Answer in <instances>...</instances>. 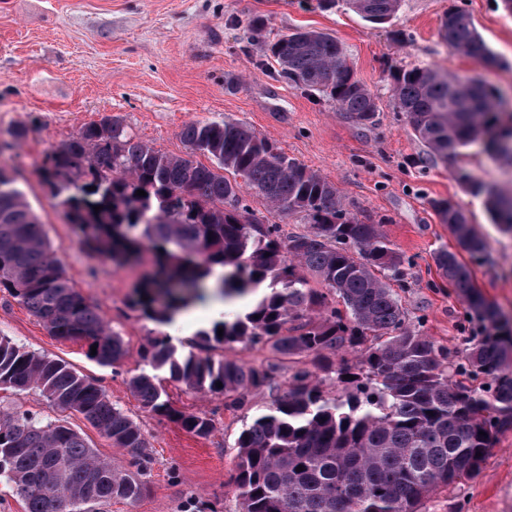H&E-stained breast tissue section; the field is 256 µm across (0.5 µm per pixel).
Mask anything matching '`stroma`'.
Returning a JSON list of instances; mask_svg holds the SVG:
<instances>
[{"instance_id": "1", "label": "stroma", "mask_w": 512, "mask_h": 512, "mask_svg": "<svg viewBox=\"0 0 512 512\" xmlns=\"http://www.w3.org/2000/svg\"><path fill=\"white\" fill-rule=\"evenodd\" d=\"M452 6L471 16L497 64L460 56L442 42L440 19ZM256 19L263 23L257 41L250 33ZM295 28L339 41L377 98L373 124L357 125L325 97L279 79L264 45ZM428 66L482 79L500 96L503 111L512 113V15L501 0H401L383 24L365 20L345 0L330 7L322 0H0V141L14 127H27L11 151L17 185L66 275L121 333L128 355L117 365H99L85 346L50 336L27 309L3 296L0 336L96 379L140 424L154 458L144 477L147 490L136 503L115 501L106 512H238L234 441L271 398L255 393L233 415L225 412L223 396L163 379L177 409L213 419L215 429L205 438L141 407L128 381L146 371L139 352L149 339L163 333L180 344L216 318L234 320L243 307L228 302L219 312L203 305L193 318L165 327L143 318L131 299L150 258L118 268L87 251L41 181L45 156L105 115L120 117L141 140L176 155L185 152V123H246L333 183L350 210L381 223L404 258L401 296L411 327L453 359L476 324L434 262L438 249L455 252L459 245L431 202L452 200L485 239L475 279L512 332V233L493 224L483 196L456 177L463 167L475 182L512 190V159L492 160L478 142L447 161L430 156L394 110L387 79L392 67ZM426 510L512 512V431L498 437L479 475L435 495Z\"/></svg>"}]
</instances>
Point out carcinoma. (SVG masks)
<instances>
[{"label": "carcinoma", "instance_id": "cac0c4a2", "mask_svg": "<svg viewBox=\"0 0 512 512\" xmlns=\"http://www.w3.org/2000/svg\"><path fill=\"white\" fill-rule=\"evenodd\" d=\"M346 2L374 23L400 7V0ZM439 35L460 55L495 61L459 9L444 14ZM267 51L289 85L322 94L359 125L374 122L376 98L334 36L297 29ZM389 76L397 110L435 156L454 158L480 141L488 155L512 157V123L481 79L434 67L396 68ZM180 137L183 156L154 148L119 117L106 116L56 146L43 179L89 252L116 267L145 250L153 254L155 274L133 300L144 318L169 325L213 287L224 299L256 295L235 320L198 331L188 350L161 334L141 353L186 388L224 396L227 411L242 410L255 392L271 395L270 406L237 437L239 512H422L436 492L477 476L498 436L512 429V336L473 269L446 248L435 253L436 266L480 323L465 348L466 372L488 378L485 390L450 376L448 369L458 375L461 368L448 351L408 325L393 288L403 277L402 256L380 225L345 208L333 183L242 122H191ZM457 179L483 195L495 223L512 232L511 191L477 185L464 170ZM244 187L270 212L301 215L308 230L281 235L246 203ZM431 206L462 250L473 259L484 255L485 241L461 209L449 200ZM0 293L25 306L50 335L97 346L93 359L103 366L128 352L66 276L2 163ZM234 344L267 347L272 357L257 364L214 354ZM308 357L344 394L323 390ZM129 387L147 412L198 437L213 432L209 416L172 405L157 375H134ZM0 390L33 391L82 415L127 449L138 470H150L139 424L68 364L0 336ZM0 475L25 512H102L115 500H138L146 488L66 421L8 410L0 411Z\"/></svg>", "mask_w": 512, "mask_h": 512}]
</instances>
